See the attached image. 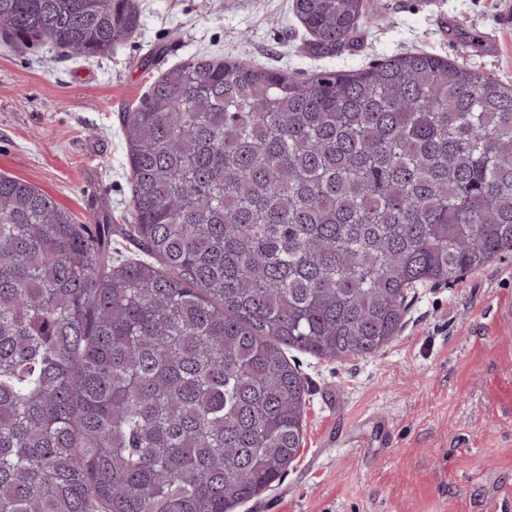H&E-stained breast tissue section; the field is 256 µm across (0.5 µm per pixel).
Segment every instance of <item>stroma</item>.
I'll return each instance as SVG.
<instances>
[{
	"mask_svg": "<svg viewBox=\"0 0 512 512\" xmlns=\"http://www.w3.org/2000/svg\"><path fill=\"white\" fill-rule=\"evenodd\" d=\"M140 26L110 53L0 46V174L136 257L120 115L166 67L244 58L303 80L406 50L512 86V0H364L357 31L318 51L293 0H135ZM306 382L304 438L279 484L238 512H512V252L411 290L402 327L360 360L288 354Z\"/></svg>",
	"mask_w": 512,
	"mask_h": 512,
	"instance_id": "1",
	"label": "stroma"
}]
</instances>
